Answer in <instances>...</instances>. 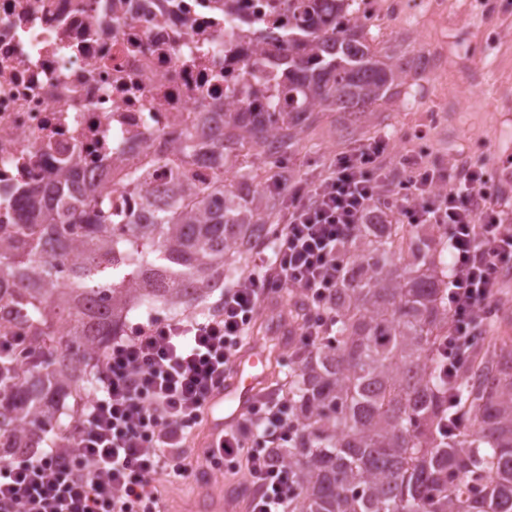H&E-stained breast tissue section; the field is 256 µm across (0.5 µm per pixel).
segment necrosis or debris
Returning a JSON list of instances; mask_svg holds the SVG:
<instances>
[{
	"label": "necrosis or debris",
	"mask_w": 512,
	"mask_h": 512,
	"mask_svg": "<svg viewBox=\"0 0 512 512\" xmlns=\"http://www.w3.org/2000/svg\"><path fill=\"white\" fill-rule=\"evenodd\" d=\"M287 16L282 0H0V235L26 189L73 171L116 214L147 184L212 183L223 158L176 149L282 93Z\"/></svg>",
	"instance_id": "obj_1"
}]
</instances>
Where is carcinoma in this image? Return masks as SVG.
<instances>
[{
	"instance_id": "obj_1",
	"label": "carcinoma",
	"mask_w": 512,
	"mask_h": 512,
	"mask_svg": "<svg viewBox=\"0 0 512 512\" xmlns=\"http://www.w3.org/2000/svg\"><path fill=\"white\" fill-rule=\"evenodd\" d=\"M283 2L288 106L224 113L234 133L213 144L229 163L253 143L274 182L313 113L366 112L406 77L371 49L362 0ZM273 200L241 172L148 191L121 218L93 192L32 196L35 221L0 239V321L30 346L22 376L20 353L0 357V448L65 441L59 407L130 310L191 307L224 287ZM345 251L336 325L288 375L300 427L278 449L296 489L288 512H512V350L448 376V281L426 225L361 224Z\"/></svg>"
}]
</instances>
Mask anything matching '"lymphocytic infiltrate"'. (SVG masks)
Listing matches in <instances>:
<instances>
[{
    "label": "lymphocytic infiltrate",
    "instance_id": "lymphocytic-infiltrate-1",
    "mask_svg": "<svg viewBox=\"0 0 512 512\" xmlns=\"http://www.w3.org/2000/svg\"><path fill=\"white\" fill-rule=\"evenodd\" d=\"M284 197L271 252H258V272L225 287L214 312L152 319L113 340L68 445L0 452V512H160L156 479L191 477L186 439L229 375L263 298L301 290L307 312L293 354L301 359L334 325L343 245L379 208L395 223L445 230L449 372L474 356L479 316L496 304L512 266V225L502 221V191L484 167L431 168L396 155L380 136L328 155L315 177L289 185ZM297 431L283 395L260 398L205 452V467L244 473L250 512H287L295 488L275 452Z\"/></svg>",
    "mask_w": 512,
    "mask_h": 512
}]
</instances>
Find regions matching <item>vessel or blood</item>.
<instances>
[{"label":"vessel or blood","instance_id":"obj_1","mask_svg":"<svg viewBox=\"0 0 512 512\" xmlns=\"http://www.w3.org/2000/svg\"><path fill=\"white\" fill-rule=\"evenodd\" d=\"M267 384V368L263 355L244 348L237 356L230 377L213 394L215 404L224 408L221 416L211 418L208 445H216L225 428L232 426L259 398Z\"/></svg>","mask_w":512,"mask_h":512}]
</instances>
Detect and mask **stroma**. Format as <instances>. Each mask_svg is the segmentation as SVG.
Instances as JSON below:
<instances>
[{
	"instance_id": "obj_1",
	"label": "stroma",
	"mask_w": 512,
	"mask_h": 512,
	"mask_svg": "<svg viewBox=\"0 0 512 512\" xmlns=\"http://www.w3.org/2000/svg\"><path fill=\"white\" fill-rule=\"evenodd\" d=\"M366 32L405 69L404 84L367 120L314 113L288 162L293 177L385 134L441 169L484 165L503 188L512 225V0H388Z\"/></svg>"
}]
</instances>
